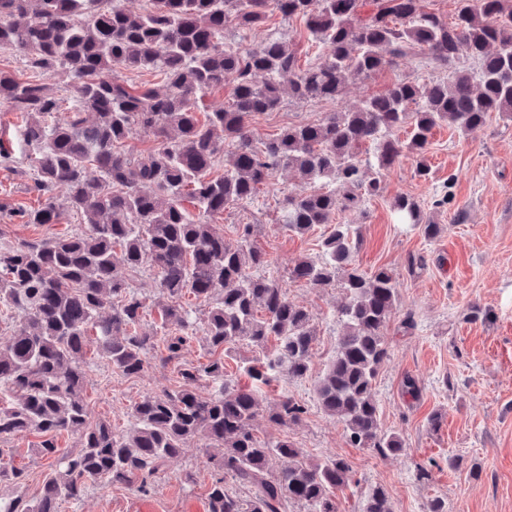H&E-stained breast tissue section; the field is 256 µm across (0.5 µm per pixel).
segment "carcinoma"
Instances as JSON below:
<instances>
[{
  "label": "carcinoma",
  "mask_w": 512,
  "mask_h": 512,
  "mask_svg": "<svg viewBox=\"0 0 512 512\" xmlns=\"http://www.w3.org/2000/svg\"><path fill=\"white\" fill-rule=\"evenodd\" d=\"M136 13L116 0H0V50L21 57L23 70L0 68V104L26 118L23 141L32 148V185L43 203L13 211L23 224H57L59 185L68 189L83 225L70 235L0 247V308L15 322L0 346V386L10 403L0 407V439L31 431L42 435L37 454L51 460L39 494H23L25 468L0 458V485L15 495L0 512H59L63 500L79 501L91 485L149 492L160 466L184 445L204 441L213 477L208 512H287L291 504L313 512H338L336 492L353 482L344 459L311 462L288 439L261 441L252 421L262 412L288 426L306 409L289 397L265 401L260 386L278 373L306 375L317 331L309 311L288 299L280 278L264 274L266 254L250 243L253 225L238 240L224 239L213 218L251 201L271 171L298 172L316 187L282 202L284 227L305 234L331 225L319 260L302 258L288 278L314 288L341 282L345 299L336 311L342 325L335 355L318 381L325 414L341 422L355 448L380 455L405 451L403 439L382 430L373 383L388 359L385 331L396 300L392 271L363 273L353 265L360 226L336 224V214L360 208L382 193L381 171L406 153L420 157L417 175L428 178L425 154L434 127L446 123L465 135L492 113L512 118V0H459L448 23L424 10L423 0H148ZM301 20L324 50L318 64H299L283 36L233 48L224 28L256 31L268 12ZM466 49L475 71L457 67ZM419 52L449 71L447 80L397 82L349 110L328 112L317 123L290 125L252 148L250 119L272 112L283 93L299 101L336 100L351 76L364 79ZM129 70H157L162 88L127 84ZM234 79L230 107L206 113L204 98ZM67 79L70 107L49 81ZM408 126L407 138L394 129ZM136 133L155 147L136 160L122 149ZM224 160V174L211 170ZM93 165L102 178L88 177ZM347 188L338 194L331 184ZM402 224L436 238L440 225L424 220L420 204L399 196ZM121 247V253L115 248ZM150 259L161 306L169 363L189 338L186 293L210 305L205 333L210 359L179 369L185 386L146 395L131 410L133 427L119 435L106 421H92L79 364L88 333L112 370L136 375L155 337L138 332L146 298L133 281ZM264 316L256 315L257 309ZM276 341L271 357L246 369L251 384L224 378V358L239 344ZM210 380L218 394L202 397L193 385ZM76 436L77 448L56 457V435ZM282 459L270 469L272 457ZM251 488L240 496L227 479ZM363 512H395L376 488Z\"/></svg>",
  "instance_id": "cac0c4a2"
}]
</instances>
